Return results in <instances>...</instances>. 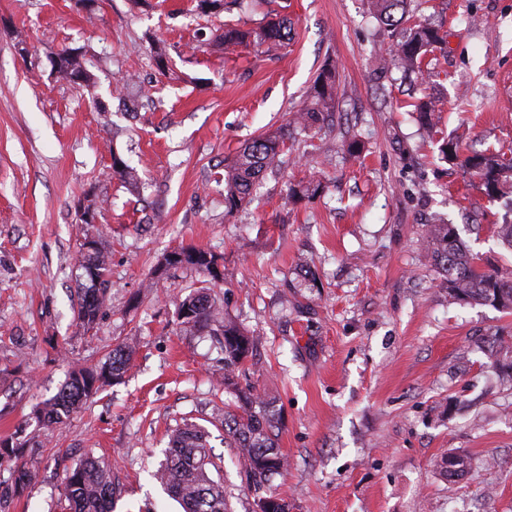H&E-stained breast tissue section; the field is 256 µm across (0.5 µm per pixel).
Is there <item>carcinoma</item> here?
<instances>
[{"label": "carcinoma", "mask_w": 512, "mask_h": 512, "mask_svg": "<svg viewBox=\"0 0 512 512\" xmlns=\"http://www.w3.org/2000/svg\"><path fill=\"white\" fill-rule=\"evenodd\" d=\"M375 18L396 31L391 46V60L407 73L423 74L427 53L442 50L446 34L428 23L409 24L412 0H368ZM217 40L226 46L269 44L282 46L291 40V23L281 18L269 21L255 30L244 31L224 25ZM97 67L96 55L85 50L64 49L53 59L56 78L69 84L89 87L94 83L92 69ZM338 85L332 69L322 71L316 78L308 104L293 113L288 123L274 133L256 137L242 148L231 164L224 168V210L231 215L248 203L259 187L264 174L278 167L281 156L288 151L292 130L331 122L336 110ZM465 168L479 180L490 197L512 195V160L497 151L488 150L464 160ZM323 188L319 179L288 187L297 198H313ZM178 266L205 273L215 256L202 248L179 250ZM425 261L434 268L448 298L453 301H472L498 310H512V278L495 270L475 268L477 256L468 251L451 224L428 225L425 238ZM80 267L90 287L83 289L78 308L77 325L83 332L91 331L98 316L106 307V276L109 272L108 252L97 246L91 252H81ZM190 314L180 320L182 331L192 334L210 329L221 337L224 354V389L235 395L236 409L224 405V438L237 448L244 462L246 484L255 498L268 499L263 512H288V501L274 495L270 483L287 466L278 450L279 416L272 402L255 393V387L239 386L235 369L249 356L253 337L226 313L211 287L200 286L180 300L177 311ZM492 364L512 370V345L495 339L490 344ZM134 347L125 341L116 344L109 358L108 369L101 372L81 367L73 370L58 393L37 406L34 411L37 425L49 429L62 422L73 409L82 405L91 394L122 379L128 371ZM35 444V437L18 432L0 441V461H15L18 489L24 490L36 481V473L21 461L23 449ZM218 470L205 434L195 424H184L173 430L164 462L154 474L155 479L182 507L183 512H230L223 483L211 477ZM67 499L74 512H113L116 493L112 469L103 462L88 458L67 473Z\"/></svg>", "instance_id": "carcinoma-1"}]
</instances>
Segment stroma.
I'll use <instances>...</instances> for the list:
<instances>
[{"label":"stroma","mask_w":512,"mask_h":512,"mask_svg":"<svg viewBox=\"0 0 512 512\" xmlns=\"http://www.w3.org/2000/svg\"><path fill=\"white\" fill-rule=\"evenodd\" d=\"M411 9L448 33L423 85L395 68L366 0H243L216 14L197 0H97L90 13L77 0H0V439L39 434L23 457L32 487L16 492L14 462H0V512H69L65 471L90 457L112 465L114 512H181L154 473L186 420L208 434L231 512H255L224 440L234 397L221 348L177 319L200 275L160 267L182 246L216 256L215 293L255 338L237 380L280 417L288 466L271 486L290 512H512V382L487 356L492 338L512 344V312L449 302L422 260L438 218L512 274L494 231L508 201L463 165L488 148L512 158V0ZM271 10L293 24L287 47L215 46L225 25L253 28ZM82 46L102 60L90 93L52 72L58 52ZM331 66L333 129L297 135L281 172L226 214L225 165L285 125ZM422 100L435 106L430 132ZM446 139L457 159L441 160ZM116 156L137 184L113 173ZM316 176L320 195L288 197ZM87 238L110 256L107 306L88 333L75 320ZM123 340L135 353L122 380L38 429L35 405ZM451 453L470 460L454 480Z\"/></svg>","instance_id":"35a3bbf8"}]
</instances>
